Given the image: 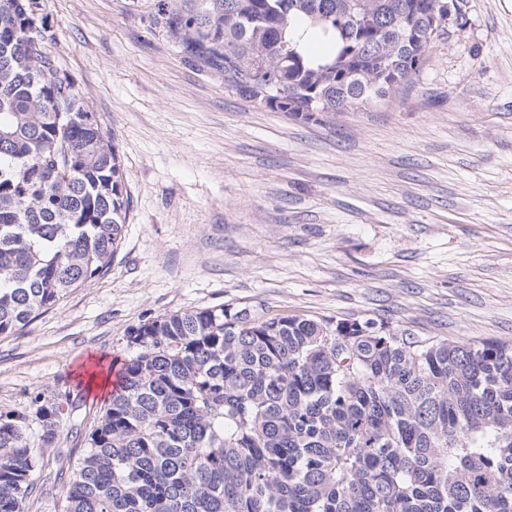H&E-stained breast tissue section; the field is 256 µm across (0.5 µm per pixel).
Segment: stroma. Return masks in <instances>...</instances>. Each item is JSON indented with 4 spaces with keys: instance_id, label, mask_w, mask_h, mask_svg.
<instances>
[{
    "instance_id": "obj_1",
    "label": "stroma",
    "mask_w": 512,
    "mask_h": 512,
    "mask_svg": "<svg viewBox=\"0 0 512 512\" xmlns=\"http://www.w3.org/2000/svg\"><path fill=\"white\" fill-rule=\"evenodd\" d=\"M415 84L297 120L228 88L152 26V0H47L51 50L119 154L130 199L111 269L0 336V413L69 392L26 512H60L127 331L228 305L512 342V0H463Z\"/></svg>"
}]
</instances>
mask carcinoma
Masks as SVG:
<instances>
[{
	"mask_svg": "<svg viewBox=\"0 0 512 512\" xmlns=\"http://www.w3.org/2000/svg\"><path fill=\"white\" fill-rule=\"evenodd\" d=\"M452 0H153V24L224 82L297 119L413 84ZM45 0H0V335L105 275L130 203L100 116L49 49ZM304 16L315 62L286 39ZM121 383L62 512H512V344L383 323L165 314L126 334ZM70 394L0 414V512H23L37 434Z\"/></svg>",
	"mask_w": 512,
	"mask_h": 512,
	"instance_id": "cac0c4a2",
	"label": "carcinoma"
}]
</instances>
